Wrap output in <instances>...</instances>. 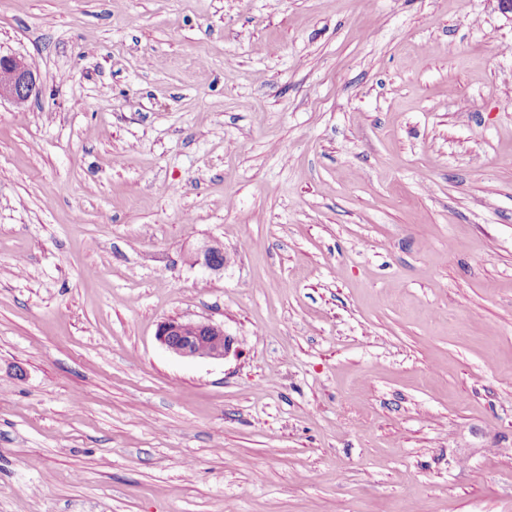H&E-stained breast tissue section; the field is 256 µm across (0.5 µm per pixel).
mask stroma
Segmentation results:
<instances>
[{"instance_id": "obj_1", "label": "stroma", "mask_w": 512, "mask_h": 512, "mask_svg": "<svg viewBox=\"0 0 512 512\" xmlns=\"http://www.w3.org/2000/svg\"><path fill=\"white\" fill-rule=\"evenodd\" d=\"M0 52V512H512L497 0H0ZM38 72L27 58L0 52V103L7 100L18 108L25 107L39 93ZM158 341L170 352L181 357L225 359L233 350L234 338L224 326L209 320L162 321L156 333Z\"/></svg>"}]
</instances>
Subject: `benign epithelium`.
Wrapping results in <instances>:
<instances>
[{
    "label": "benign epithelium",
    "instance_id": "benign-epithelium-1",
    "mask_svg": "<svg viewBox=\"0 0 512 512\" xmlns=\"http://www.w3.org/2000/svg\"><path fill=\"white\" fill-rule=\"evenodd\" d=\"M37 79L38 72L27 58L0 53V101L24 107L39 93ZM196 262L209 271L224 269V261L212 245L202 249ZM156 336L167 350L181 357L224 359L232 352L234 344V338L225 333L224 326L209 320L168 319L159 324Z\"/></svg>",
    "mask_w": 512,
    "mask_h": 512
}]
</instances>
